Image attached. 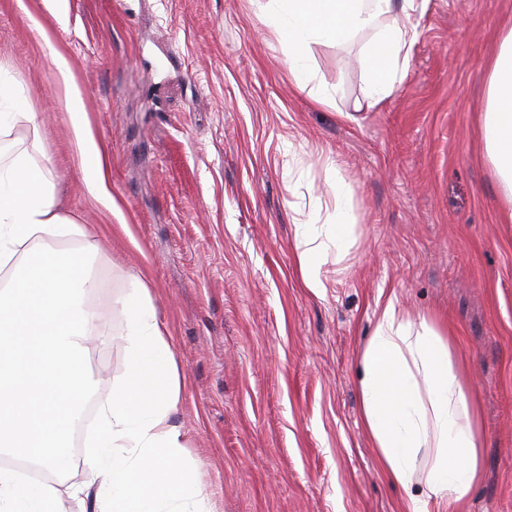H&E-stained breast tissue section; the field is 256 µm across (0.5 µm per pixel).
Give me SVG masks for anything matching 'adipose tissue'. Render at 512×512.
<instances>
[{
    "label": "adipose tissue",
    "instance_id": "obj_1",
    "mask_svg": "<svg viewBox=\"0 0 512 512\" xmlns=\"http://www.w3.org/2000/svg\"><path fill=\"white\" fill-rule=\"evenodd\" d=\"M272 29L288 75L312 88L318 103L335 100L314 63L321 47L343 48L372 31L360 53L362 105L389 99L406 75L419 36L417 0H254ZM480 139L512 222V21L488 66ZM73 127L88 159L92 195L106 207L111 165L71 98ZM335 208L296 221L302 284L322 293L328 253L344 260L356 223L344 184L331 179ZM77 228L56 204V187L23 153L0 161V270L25 273L0 289V449L57 470L69 463L73 430L92 393L86 370L96 316L84 303L94 282L83 251L61 253L48 241ZM127 370L98 404L86 461L87 483L60 490L0 466V512H62L63 497L94 492L96 512H207L199 481L178 462L181 432L173 422L180 396L174 355L147 289L124 300ZM362 418L379 467L406 492L403 512H447L465 504L482 473L477 404L454 336L434 319L413 316L388 297L358 359Z\"/></svg>",
    "mask_w": 512,
    "mask_h": 512
}]
</instances>
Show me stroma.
Returning a JSON list of instances; mask_svg holds the SVG:
<instances>
[{
    "label": "stroma",
    "instance_id": "1",
    "mask_svg": "<svg viewBox=\"0 0 512 512\" xmlns=\"http://www.w3.org/2000/svg\"><path fill=\"white\" fill-rule=\"evenodd\" d=\"M512 0H427L406 76L358 112L360 44L319 48L317 104L252 0H0V77L36 125L27 151L92 238L95 397L123 381V298L145 284L181 382V461L209 512H400L361 420L359 354L381 304L458 338L481 405L483 474L465 512H512V223L479 135L487 63ZM68 61L112 163L107 210L87 188L65 87ZM337 166L358 222L326 289L304 288L295 210L334 206Z\"/></svg>",
    "mask_w": 512,
    "mask_h": 512
}]
</instances>
